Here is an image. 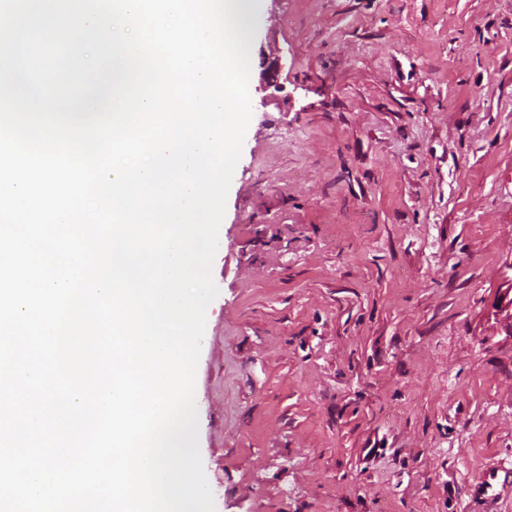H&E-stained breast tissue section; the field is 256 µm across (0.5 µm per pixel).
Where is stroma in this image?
<instances>
[{"label":"stroma","mask_w":512,"mask_h":512,"mask_svg":"<svg viewBox=\"0 0 512 512\" xmlns=\"http://www.w3.org/2000/svg\"><path fill=\"white\" fill-rule=\"evenodd\" d=\"M196 367L215 512H512V0H248ZM507 287L500 292L496 303L492 307L489 319L494 320L498 331L506 336H512V278L508 280Z\"/></svg>","instance_id":"35a3bbf8"}]
</instances>
